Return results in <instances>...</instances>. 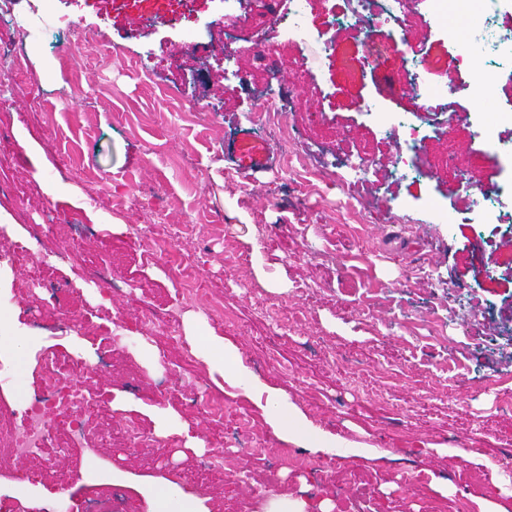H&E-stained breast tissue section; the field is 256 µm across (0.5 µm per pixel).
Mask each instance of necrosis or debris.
Segmentation results:
<instances>
[{"mask_svg": "<svg viewBox=\"0 0 512 512\" xmlns=\"http://www.w3.org/2000/svg\"><path fill=\"white\" fill-rule=\"evenodd\" d=\"M348 8L331 22L333 28L364 26L371 38L367 43L371 58L383 54H400V36L404 33L412 12L408 0H346ZM288 16L277 17L276 22L288 44L304 48L313 46L320 54L333 49V42L323 40L307 23V0H291ZM456 66L448 75L449 84L466 95L483 94L492 99L491 90L481 89L473 83L467 59L479 57L495 69L512 70V27L499 28L473 41L461 40L456 44ZM403 87L412 89L423 97L426 108L418 116L394 112L387 106L371 103L366 113L389 134H403L407 154L415 153L425 137V121L443 111L442 95L438 89L425 82L413 59L403 61L400 80ZM472 210L483 224L512 223V184L491 188L477 185L471 194ZM61 364L58 353L45 354L38 362L40 391L7 429H0V454L23 456L26 449L40 447L54 432L58 418H65L74 440H82L87 429L85 418L98 413L97 397L90 392L84 379L61 381L57 369Z\"/></svg>", "mask_w": 512, "mask_h": 512, "instance_id": "1", "label": "necrosis or debris"}]
</instances>
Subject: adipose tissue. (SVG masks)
Segmentation results:
<instances>
[{
  "label": "adipose tissue",
  "instance_id": "1",
  "mask_svg": "<svg viewBox=\"0 0 512 512\" xmlns=\"http://www.w3.org/2000/svg\"><path fill=\"white\" fill-rule=\"evenodd\" d=\"M184 327L188 338L197 347L198 356L211 373L245 392L264 396L268 421L279 438L325 456L350 453L349 444L314 427L281 392L268 388L243 364L236 349L226 344L223 337L209 333L199 318L185 316ZM38 344V336L17 327L11 306L0 302V355L10 356L16 365L21 366Z\"/></svg>",
  "mask_w": 512,
  "mask_h": 512
}]
</instances>
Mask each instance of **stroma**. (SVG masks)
<instances>
[{
    "instance_id": "stroma-1",
    "label": "stroma",
    "mask_w": 512,
    "mask_h": 512,
    "mask_svg": "<svg viewBox=\"0 0 512 512\" xmlns=\"http://www.w3.org/2000/svg\"><path fill=\"white\" fill-rule=\"evenodd\" d=\"M345 7L308 0L309 25L336 49L306 71L299 50L261 18L227 48L222 0H19L27 25L0 21V51L41 41V15L73 24L22 70L0 60V300L40 336L38 354L62 353V380L83 373L88 352L110 353L90 382L108 412L85 441L71 443L62 426L23 459L0 456L1 488L41 475L8 497L12 512H52L62 498L100 504L114 491L120 512H152L146 490L159 483L199 496L207 512H264L289 493L315 506L331 500L333 512H512V411L499 407L512 395V334L499 332L512 327V251L502 245L512 235L478 223L468 192L478 178L512 182V171L476 137L469 117L484 104L450 87L455 49L424 16L408 27L404 50L457 108L438 113L448 136L422 142L418 175H395L402 141L364 108L379 99L413 113L422 101L391 82L397 56L371 72L365 32L328 27ZM162 13L175 24L129 28L130 16ZM75 41L80 56L63 63ZM274 98L300 161L253 177L224 144L246 128L270 139L253 116ZM270 141L275 153L287 148ZM362 158L371 165L353 202L351 168ZM33 224L82 229L73 247L50 233L30 241L49 262L41 288L9 261ZM176 226L200 288L189 305L155 248ZM99 267L110 272L108 288L89 280ZM269 274L283 291L270 290ZM217 301L234 327L211 315ZM104 308L124 326L109 346L97 334ZM145 309L160 327L141 326ZM190 313L358 454L315 473L289 463L259 399L187 357ZM145 346L159 365L144 362ZM173 373L193 388H172ZM197 389L223 402V417L192 402ZM157 408L203 450L156 434ZM129 420L152 435L150 447L126 446ZM214 455L230 462L223 476L203 465Z\"/></svg>"
}]
</instances>
